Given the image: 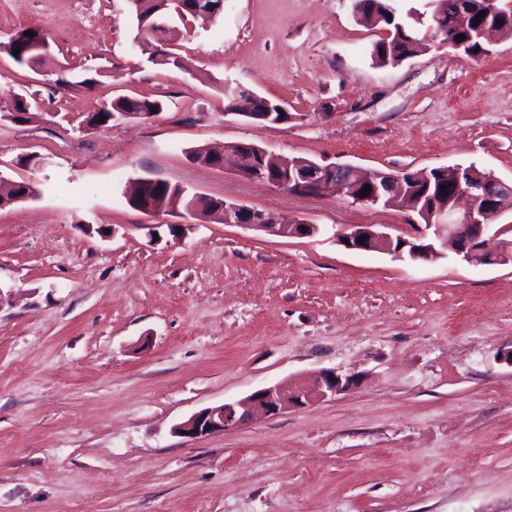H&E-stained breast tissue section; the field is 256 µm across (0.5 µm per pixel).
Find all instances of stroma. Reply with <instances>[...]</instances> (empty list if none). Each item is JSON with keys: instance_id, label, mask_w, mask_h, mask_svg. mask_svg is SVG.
Wrapping results in <instances>:
<instances>
[{"instance_id": "obj_1", "label": "stroma", "mask_w": 512, "mask_h": 512, "mask_svg": "<svg viewBox=\"0 0 512 512\" xmlns=\"http://www.w3.org/2000/svg\"><path fill=\"white\" fill-rule=\"evenodd\" d=\"M44 27L30 68L0 54V512H512V264L410 262L338 242L408 236L405 211L300 197L195 163L249 142L320 164H476L512 181V37L470 57L430 37L400 65L352 0H224L180 31L186 68L154 64L124 0H0V39ZM98 71L61 89L59 65ZM283 103V124L227 113L224 88ZM41 113L6 121L13 95ZM120 96L147 119L90 128ZM44 158L39 167L21 157ZM317 225L276 237L129 206L130 180ZM184 224L172 235L170 225ZM92 233H85V226ZM321 369L350 392L198 439L191 414ZM161 111L162 103L159 101L119 97L110 103L101 104L91 115L85 118L84 122L87 127H107L112 121V114L114 112H147L148 117H150L155 114L154 112ZM100 115H104V122H99Z\"/></svg>"}]
</instances>
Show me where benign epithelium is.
<instances>
[{
	"instance_id": "1",
	"label": "benign epithelium",
	"mask_w": 512,
	"mask_h": 512,
	"mask_svg": "<svg viewBox=\"0 0 512 512\" xmlns=\"http://www.w3.org/2000/svg\"><path fill=\"white\" fill-rule=\"evenodd\" d=\"M435 20L442 21L448 5L458 11V23H466L469 12L463 10V0H439ZM235 101L230 112L257 123L279 124L291 119L288 110L280 105L278 112H255L251 100L255 93L242 87H225ZM209 160L201 164L224 166L225 157L234 158L238 172L245 178L268 183L288 190L292 184L306 196L337 194L351 202L367 207L382 205L397 207L417 214L424 224L415 225V234L408 239L392 236L379 224H358L338 237L347 250L379 251L413 262L430 261L443 255L441 248L451 247L469 264H512V243L501 238L502 231L490 232L493 219L512 211V182H505L490 174L467 189L463 183L465 167L453 165L447 169L449 180L459 185L449 203L436 202L418 209L404 201L406 184L402 171H374L362 173L349 164L321 165L310 160L291 161L256 145L227 143L219 152L206 149ZM372 186L363 194V187ZM209 206L214 217L225 224H238L263 231L272 236H312L318 228L314 224H283L270 212L241 207L223 199L197 196L189 207L194 212ZM364 243H359L360 237ZM360 381L356 375H341L334 369H322L306 379L294 383L271 385L258 389L234 402L210 406L193 413L177 423L173 432L181 437L196 439L217 432H226L258 420L280 415L291 408L303 407L316 401L334 399L355 388Z\"/></svg>"
}]
</instances>
